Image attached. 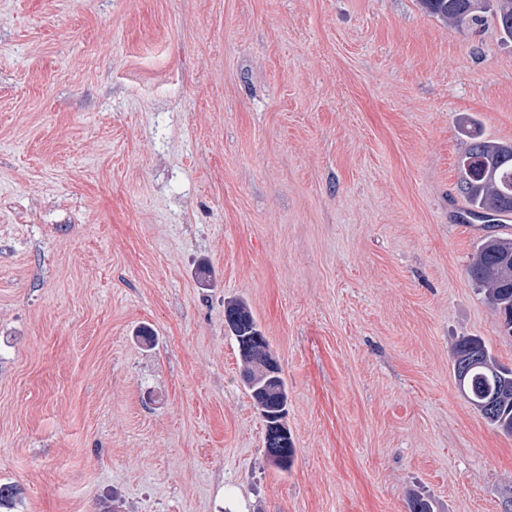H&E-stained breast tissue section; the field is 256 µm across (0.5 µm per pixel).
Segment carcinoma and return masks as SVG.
<instances>
[{
    "label": "carcinoma",
    "instance_id": "carcinoma-1",
    "mask_svg": "<svg viewBox=\"0 0 512 512\" xmlns=\"http://www.w3.org/2000/svg\"><path fill=\"white\" fill-rule=\"evenodd\" d=\"M421 8L442 22L463 27L484 21L472 10V0H418ZM492 16L501 40L512 36V0H496ZM468 146L458 161L460 192L468 202L462 215L466 222L491 224L494 216L512 214V144L487 140L463 126ZM468 276L487 305L498 316L502 332L512 336V237L489 236L477 245L467 269ZM224 326L235 337L243 362L242 377L264 423L267 459L282 471L290 468L294 446L288 430V391L249 305L243 300L224 304ZM453 371L470 369L471 405L494 429L512 427V370L501 366L478 336H463L452 348ZM21 495L17 485H0V509L11 508Z\"/></svg>",
    "mask_w": 512,
    "mask_h": 512
}]
</instances>
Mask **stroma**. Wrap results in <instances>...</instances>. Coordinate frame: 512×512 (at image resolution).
Returning <instances> with one entry per match:
<instances>
[{
	"label": "stroma",
	"instance_id": "stroma-1",
	"mask_svg": "<svg viewBox=\"0 0 512 512\" xmlns=\"http://www.w3.org/2000/svg\"><path fill=\"white\" fill-rule=\"evenodd\" d=\"M465 117L512 142V44L417 0H0L12 512H502L512 436L451 365L478 336L512 367ZM231 299L287 383L285 472ZM467 273L498 316L501 331L512 336V237L494 235L481 240Z\"/></svg>",
	"mask_w": 512,
	"mask_h": 512
}]
</instances>
